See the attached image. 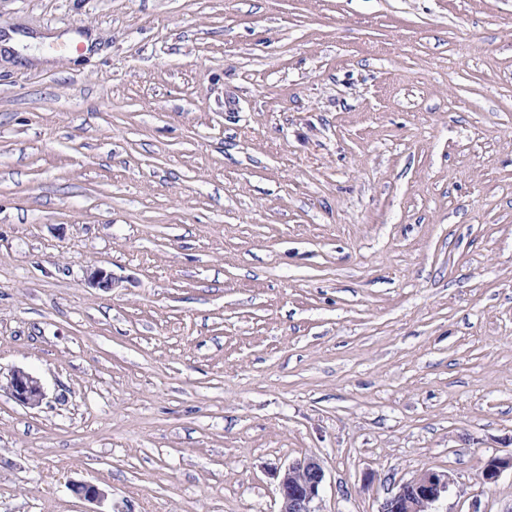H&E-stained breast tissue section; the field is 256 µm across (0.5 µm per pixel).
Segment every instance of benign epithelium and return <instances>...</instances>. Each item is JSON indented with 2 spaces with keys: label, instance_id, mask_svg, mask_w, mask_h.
Instances as JSON below:
<instances>
[{
  "label": "benign epithelium",
  "instance_id": "obj_1",
  "mask_svg": "<svg viewBox=\"0 0 512 512\" xmlns=\"http://www.w3.org/2000/svg\"><path fill=\"white\" fill-rule=\"evenodd\" d=\"M6 391L19 404L36 408L45 398L41 380L32 373L14 369L6 383L0 382V391ZM512 469V455L489 459L481 471L485 483L497 481L501 472ZM279 497L278 512H316L314 503L319 498L325 481L320 461L313 456L297 459L276 473ZM450 475L445 471L426 470L401 484L386 501L380 512H431V507L448 491ZM76 492L84 499L99 502L106 492L98 486L85 483L76 486Z\"/></svg>",
  "mask_w": 512,
  "mask_h": 512
}]
</instances>
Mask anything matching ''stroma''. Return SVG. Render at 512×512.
<instances>
[{
  "label": "stroma",
  "mask_w": 512,
  "mask_h": 512,
  "mask_svg": "<svg viewBox=\"0 0 512 512\" xmlns=\"http://www.w3.org/2000/svg\"><path fill=\"white\" fill-rule=\"evenodd\" d=\"M15 368L0 512H512V0H0ZM2 390L6 391L16 402L28 408L39 407L45 398L41 380L21 368L14 369L5 384L0 379V392ZM278 512H317L314 503L325 481L320 461L313 456L297 459L276 473ZM451 477L448 472L425 470L401 484L386 501L380 512H432L430 509L448 492Z\"/></svg>",
  "instance_id": "1"
}]
</instances>
